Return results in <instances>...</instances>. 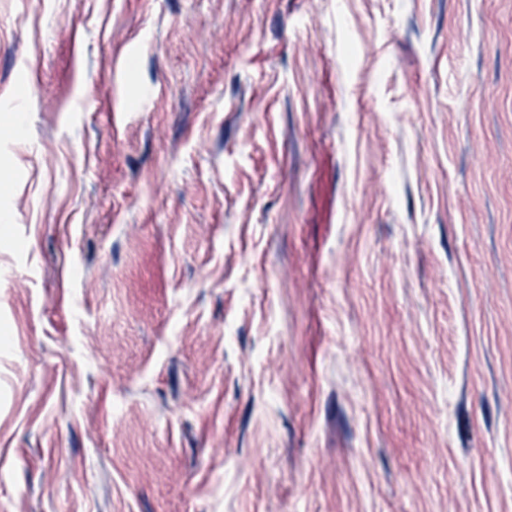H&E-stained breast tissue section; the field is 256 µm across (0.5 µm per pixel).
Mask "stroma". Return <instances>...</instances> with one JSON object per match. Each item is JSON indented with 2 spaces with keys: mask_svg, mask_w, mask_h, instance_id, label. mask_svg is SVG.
Returning a JSON list of instances; mask_svg holds the SVG:
<instances>
[{
  "mask_svg": "<svg viewBox=\"0 0 512 512\" xmlns=\"http://www.w3.org/2000/svg\"><path fill=\"white\" fill-rule=\"evenodd\" d=\"M0 512H512V0H0Z\"/></svg>",
  "mask_w": 512,
  "mask_h": 512,
  "instance_id": "35a3bbf8",
  "label": "stroma"
}]
</instances>
